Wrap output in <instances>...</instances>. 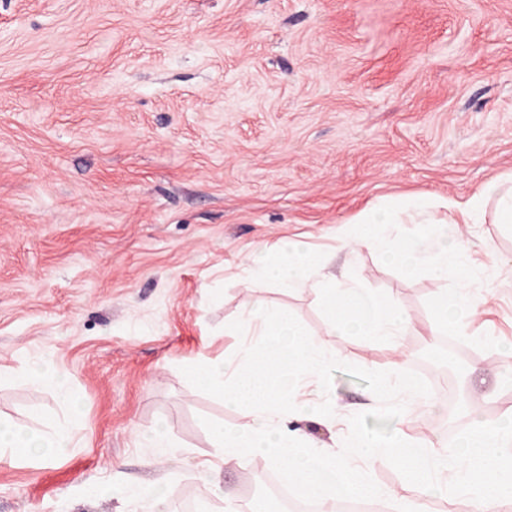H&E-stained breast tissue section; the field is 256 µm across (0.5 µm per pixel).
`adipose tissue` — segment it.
I'll return each mask as SVG.
<instances>
[{"mask_svg":"<svg viewBox=\"0 0 512 512\" xmlns=\"http://www.w3.org/2000/svg\"><path fill=\"white\" fill-rule=\"evenodd\" d=\"M496 201L494 221L498 224H512V191L503 190L501 184L490 181L484 184L480 192L470 198L463 209H456L453 201L439 199L434 201V208L444 209L445 223L463 221L466 224L477 222L484 214L488 201ZM409 210L404 206L394 208L377 204L362 218L360 226L354 227L351 235L343 239V247H374L379 245L389 225L405 223ZM439 248L425 251L421 239H413L404 244L400 251L401 259L412 266L421 264L433 270L439 278L447 276L462 277L464 270L454 257L460 252L459 247L449 246L446 235H439ZM322 264L320 255L306 251L302 245L293 244L277 247L275 254L254 257L250 275L254 278L274 277L288 282L295 288L312 287L328 316L330 328H338L343 322L360 314L361 294L351 286L323 280L310 283L309 274ZM440 308L437 313L435 328L442 333L465 335L469 317L474 315L480 304V296L471 284H463L456 295H449L447 289L437 291ZM454 303L461 310L456 320L447 317V303ZM71 446V440L64 432L57 430L54 422L48 421L39 428L18 425L11 420L0 418V461H17L36 459L50 461L64 455Z\"/></svg>","mask_w":512,"mask_h":512,"instance_id":"ef3b65f1","label":"adipose tissue"}]
</instances>
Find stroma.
Returning a JSON list of instances; mask_svg holds the SVG:
<instances>
[{"label":"stroma","mask_w":512,"mask_h":512,"mask_svg":"<svg viewBox=\"0 0 512 512\" xmlns=\"http://www.w3.org/2000/svg\"><path fill=\"white\" fill-rule=\"evenodd\" d=\"M492 179L512 184V0H0V415L57 420L73 442L46 464L0 463V512H142L123 490L156 483L208 512L201 420L239 415L181 369L234 357L229 325L257 301L342 361L416 363L462 385L451 412L434 393L394 422L411 442L512 416L511 231L489 212L447 227L483 299L447 362L438 281L392 258L424 225H395L380 249L339 246L375 203L463 204ZM288 239L404 307L412 328L331 336L313 294L244 286L250 258ZM45 358L70 377L76 424L24 370ZM299 398L330 399L333 417L289 423L326 446L378 405L341 372ZM161 423L189 460L141 447ZM370 474L425 512H480L420 495L383 458ZM102 484L113 496L88 495Z\"/></svg>","instance_id":"35a3bbf8"}]
</instances>
